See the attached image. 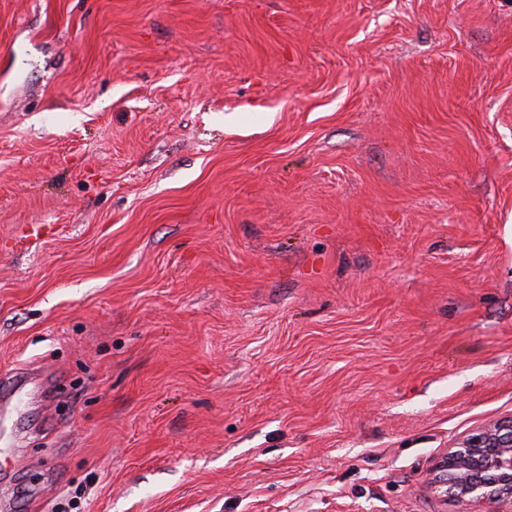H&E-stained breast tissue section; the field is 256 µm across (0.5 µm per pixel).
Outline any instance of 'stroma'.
<instances>
[{
	"instance_id": "1",
	"label": "stroma",
	"mask_w": 512,
	"mask_h": 512,
	"mask_svg": "<svg viewBox=\"0 0 512 512\" xmlns=\"http://www.w3.org/2000/svg\"><path fill=\"white\" fill-rule=\"evenodd\" d=\"M0 512H466L512 415V0H0ZM439 487L468 506L512 509V416L461 438L443 461Z\"/></svg>"
}]
</instances>
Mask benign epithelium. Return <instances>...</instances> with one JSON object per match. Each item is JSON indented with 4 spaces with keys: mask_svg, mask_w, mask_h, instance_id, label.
Instances as JSON below:
<instances>
[{
    "mask_svg": "<svg viewBox=\"0 0 512 512\" xmlns=\"http://www.w3.org/2000/svg\"><path fill=\"white\" fill-rule=\"evenodd\" d=\"M439 486L468 506L512 512V416L461 438L443 461Z\"/></svg>",
    "mask_w": 512,
    "mask_h": 512,
    "instance_id": "7a95c632",
    "label": "benign epithelium"
}]
</instances>
